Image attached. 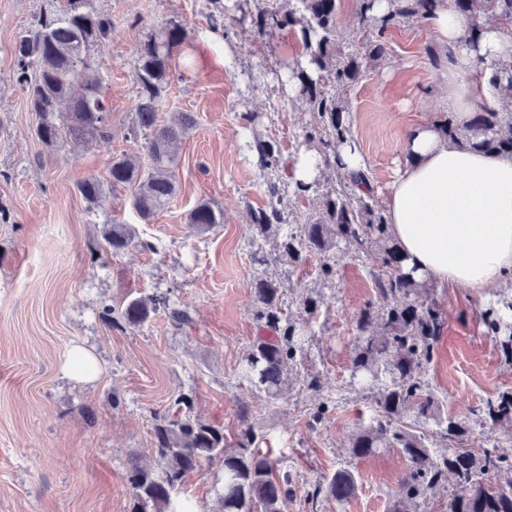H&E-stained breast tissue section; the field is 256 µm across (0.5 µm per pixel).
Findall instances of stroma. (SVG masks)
<instances>
[{
  "mask_svg": "<svg viewBox=\"0 0 512 512\" xmlns=\"http://www.w3.org/2000/svg\"><path fill=\"white\" fill-rule=\"evenodd\" d=\"M58 4L0 0V512H127L129 472L156 465L154 426L183 393L193 395L195 415L223 427L228 446L246 419L266 435L291 480L284 512H390L403 456L386 448L357 458L349 450L353 432L375 411L371 390L349 372L356 319L375 298L373 260L335 248L298 268L258 262L245 216V204L268 201L269 176L253 138L275 142L291 163L305 149L312 114L277 81L304 52L298 29H278L255 44L250 18L240 13L216 37L203 0H95L114 21L111 39L94 51L112 138L50 150L16 85L13 46L41 11ZM169 20L190 38L172 59L161 117L190 112L196 123L177 146V193L146 224L126 189L106 190L91 204L77 185L106 178L110 156L141 154L127 136L137 93L134 48ZM384 41L388 55L368 63L344 98L379 200L411 162L404 133L448 113L441 70L426 54L434 43L426 23L396 22ZM202 200L224 211L223 224L205 233L186 220ZM115 221L132 225L138 244L112 252L105 231ZM144 240L150 249L141 248ZM325 261L335 268L327 279L318 274ZM261 274L281 282L286 307L307 326L301 368L321 385L315 392L293 377L287 399L276 404L238 375L260 333L251 288ZM149 294L167 304L144 324L111 317V309ZM434 296L445 324L422 378L445 413L512 455V428L483 427L470 414L512 389V363L483 319L488 301L465 288H438ZM308 298L318 305L312 316L303 309ZM172 308L181 321L170 318ZM80 350L93 360L91 378L73 374ZM322 400L330 410L312 423ZM341 469L354 474V494L342 504L309 501L316 482ZM221 479L219 464L202 463L185 477L181 496L193 512H212Z\"/></svg>",
  "mask_w": 512,
  "mask_h": 512,
  "instance_id": "1",
  "label": "stroma"
}]
</instances>
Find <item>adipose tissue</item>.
Segmentation results:
<instances>
[{"mask_svg":"<svg viewBox=\"0 0 512 512\" xmlns=\"http://www.w3.org/2000/svg\"><path fill=\"white\" fill-rule=\"evenodd\" d=\"M427 24L448 51V107L466 126L478 103L499 102L492 64L512 58V38L492 21L470 45L467 23L448 0H438ZM479 68L485 77L477 87L469 76ZM404 148L411 163L388 187L385 215L405 270L438 288L491 295L512 279V155L470 150L433 122L409 129Z\"/></svg>","mask_w":512,"mask_h":512,"instance_id":"adipose-tissue-1","label":"adipose tissue"}]
</instances>
